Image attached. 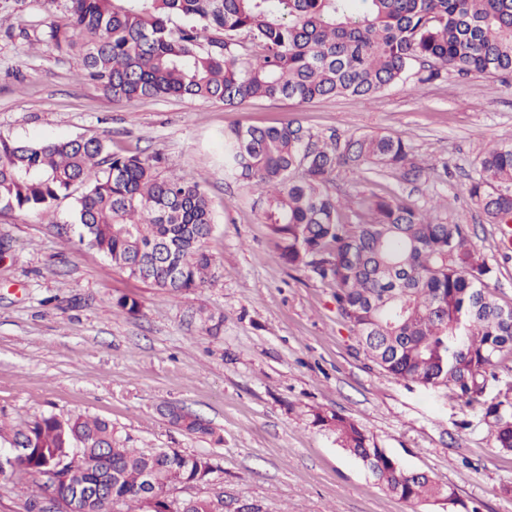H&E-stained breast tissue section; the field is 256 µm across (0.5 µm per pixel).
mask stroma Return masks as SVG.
I'll return each instance as SVG.
<instances>
[{
    "label": "stroma",
    "mask_w": 512,
    "mask_h": 512,
    "mask_svg": "<svg viewBox=\"0 0 512 512\" xmlns=\"http://www.w3.org/2000/svg\"><path fill=\"white\" fill-rule=\"evenodd\" d=\"M15 33L0 31V134L38 144L106 139L140 153L165 176L201 184L214 213L206 243L214 278L172 294L110 268L74 234L85 185L50 215L0 212V421L21 425L82 413L112 422L132 448H176L209 457V483L170 497L223 495L224 512H512V452L499 451L479 411L396 378L359 350L336 312L331 286L288 267L247 186L224 174V132L300 123L347 140L363 133L408 139L416 177L384 168L340 170L331 191L358 208L370 194L408 197L441 221H460L496 272L490 288L512 307V248L487 223L466 188L492 144L512 140V75L449 73L368 98L310 104L254 99L239 107L180 98L114 99L74 62L26 31L65 24L63 8L0 0ZM139 303L117 310L120 296ZM223 315L206 332L200 311ZM178 406L213 435L170 424ZM356 421L407 469L453 485L459 505L406 504L380 488L355 456L313 423L312 410Z\"/></svg>",
    "instance_id": "stroma-1"
}]
</instances>
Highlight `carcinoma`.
Here are the masks:
<instances>
[{"instance_id": "obj_1", "label": "carcinoma", "mask_w": 512, "mask_h": 512, "mask_svg": "<svg viewBox=\"0 0 512 512\" xmlns=\"http://www.w3.org/2000/svg\"><path fill=\"white\" fill-rule=\"evenodd\" d=\"M64 25L35 40L69 56L115 99L185 98L241 106L254 98L310 103L369 97L448 71L512 73V0H43ZM179 18L182 24H173ZM467 193L489 224L512 223V143L489 146ZM341 167L417 175L407 140L361 134L316 137L293 121L224 134V170L258 193L261 218L281 258L333 288L336 311L363 353L387 373L446 390L480 411L497 447L512 452V308L500 306L469 227L441 222L409 198L373 194L349 216L328 185ZM91 180L72 225L80 244L113 268L171 293L213 277L205 247L213 215L196 182L163 176L149 160L110 151L103 139L27 144L0 135V211L47 213L77 182ZM504 383L489 402V386ZM179 428L212 434L199 415L173 409ZM377 484L415 504L456 497L413 476L356 421L316 410ZM13 472L55 475L56 512H112L145 500V512H224V498L197 496L170 510L161 492L196 482L210 458L176 448H129L112 423L83 414L42 416L23 429L0 425V455ZM105 489L106 495L99 494Z\"/></svg>"}]
</instances>
